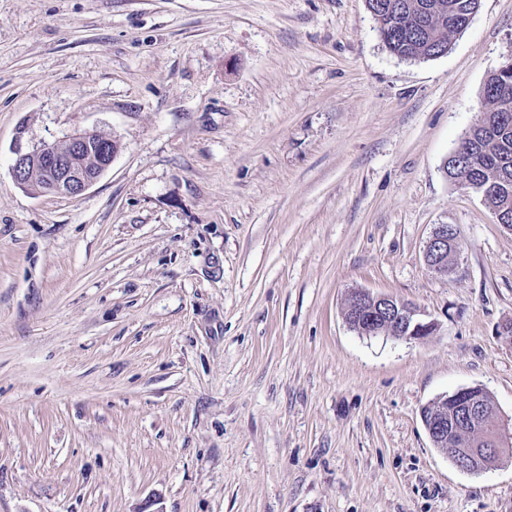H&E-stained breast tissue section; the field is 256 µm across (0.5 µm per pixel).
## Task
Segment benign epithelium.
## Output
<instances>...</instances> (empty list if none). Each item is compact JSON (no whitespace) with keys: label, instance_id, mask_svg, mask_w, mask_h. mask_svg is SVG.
<instances>
[{"label":"benign epithelium","instance_id":"7a95c632","mask_svg":"<svg viewBox=\"0 0 512 512\" xmlns=\"http://www.w3.org/2000/svg\"><path fill=\"white\" fill-rule=\"evenodd\" d=\"M120 141L97 132L78 133L55 143L29 148L17 137L11 174L32 196L53 194L75 198L93 186L110 168ZM459 231L451 224H437L426 244L424 261L437 275L448 274V253L455 252ZM344 318L349 327L367 336L386 332L405 340H420L435 334L439 324L426 320L415 306L394 296L358 290L352 293ZM486 390L461 388L421 408L424 427L437 448H446L455 465L478 472L501 458L512 444L505 441L497 413L485 412Z\"/></svg>","mask_w":512,"mask_h":512}]
</instances>
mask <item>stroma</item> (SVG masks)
Listing matches in <instances>:
<instances>
[{"label":"stroma","mask_w":512,"mask_h":512,"mask_svg":"<svg viewBox=\"0 0 512 512\" xmlns=\"http://www.w3.org/2000/svg\"><path fill=\"white\" fill-rule=\"evenodd\" d=\"M511 60L512 0L415 61L366 0H0V512H512L420 417L479 385L512 434V230L443 169ZM77 132L121 142L83 195L15 184ZM459 231L451 224L435 225L426 244L424 261L427 268L437 275L448 274V251L455 252ZM344 318L349 327L367 336L386 332L405 340H420L435 334L439 324L426 320L415 306L391 295L358 290L352 293Z\"/></svg>","instance_id":"1"}]
</instances>
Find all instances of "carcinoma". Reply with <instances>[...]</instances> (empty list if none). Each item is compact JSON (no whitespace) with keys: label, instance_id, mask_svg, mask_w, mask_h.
<instances>
[{"label":"carcinoma","instance_id":"1","mask_svg":"<svg viewBox=\"0 0 512 512\" xmlns=\"http://www.w3.org/2000/svg\"><path fill=\"white\" fill-rule=\"evenodd\" d=\"M427 0H366L385 47L406 60H428L448 51L449 39L463 32L467 17L480 0H432L443 6V19L428 29L415 24L417 5ZM484 111L471 139L457 159L458 169L474 176L491 211L512 198V126L501 117L512 115V67L492 73L483 87Z\"/></svg>","mask_w":512,"mask_h":512}]
</instances>
